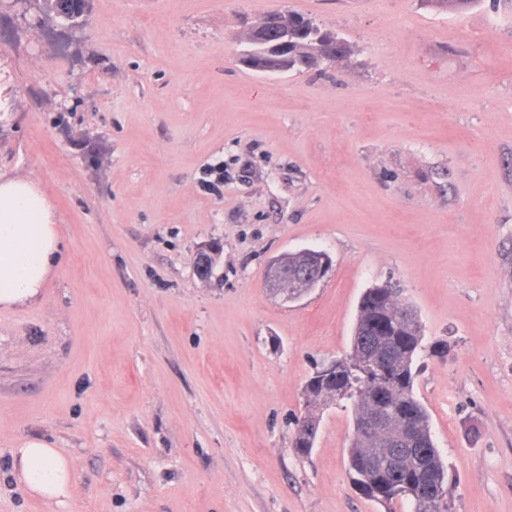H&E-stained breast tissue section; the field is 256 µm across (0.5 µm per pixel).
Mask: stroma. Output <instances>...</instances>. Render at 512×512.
Listing matches in <instances>:
<instances>
[{"label": "stroma", "instance_id": "35a3bbf8", "mask_svg": "<svg viewBox=\"0 0 512 512\" xmlns=\"http://www.w3.org/2000/svg\"><path fill=\"white\" fill-rule=\"evenodd\" d=\"M274 11L348 53L252 70ZM0 96V175L38 184L63 245L0 309V512H386L350 486V411L307 457L293 420L388 280L447 347L414 391L448 512H512V0H85L65 33L34 0L0 10ZM303 249L331 268L282 302L267 265ZM30 439L71 462L62 501L19 481Z\"/></svg>", "mask_w": 512, "mask_h": 512}]
</instances>
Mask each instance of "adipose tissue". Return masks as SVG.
Returning <instances> with one entry per match:
<instances>
[{"mask_svg": "<svg viewBox=\"0 0 512 512\" xmlns=\"http://www.w3.org/2000/svg\"><path fill=\"white\" fill-rule=\"evenodd\" d=\"M60 239L54 215L35 181L0 177V306L9 308L40 297L59 268ZM21 482L48 500L67 496L72 466L41 440L18 451Z\"/></svg>", "mask_w": 512, "mask_h": 512, "instance_id": "ef3b65f1", "label": "adipose tissue"}]
</instances>
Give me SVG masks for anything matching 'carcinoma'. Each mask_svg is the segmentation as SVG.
<instances>
[{"label": "carcinoma", "mask_w": 512, "mask_h": 512, "mask_svg": "<svg viewBox=\"0 0 512 512\" xmlns=\"http://www.w3.org/2000/svg\"><path fill=\"white\" fill-rule=\"evenodd\" d=\"M266 37L247 35L242 61L274 73L301 71L342 58L344 40L299 14L268 15L262 20ZM422 327L414 308L403 301L400 289L372 286L360 298L349 351L337 358L336 371L314 372L306 381V413L296 422L294 448L305 457L314 448L321 417L311 399L323 395L345 403L353 423L375 410L373 393H389L379 434L353 433L347 469L354 490L384 506L406 502L410 512H446V472L436 448L424 405L414 394V361L422 344ZM388 353L383 369L365 368V361Z\"/></svg>", "instance_id": "obj_1"}]
</instances>
